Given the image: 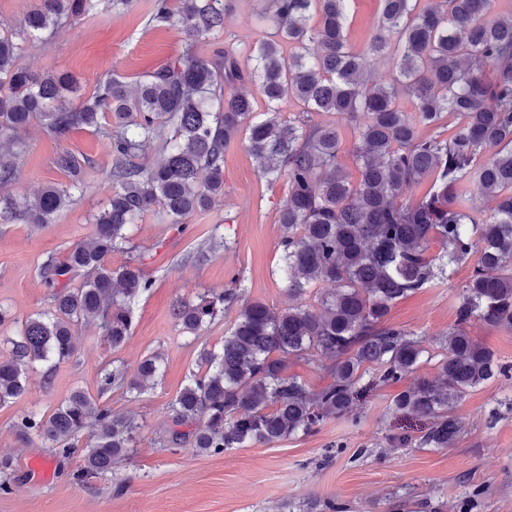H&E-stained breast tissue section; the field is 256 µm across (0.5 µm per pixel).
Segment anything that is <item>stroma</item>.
Wrapping results in <instances>:
<instances>
[{
  "label": "stroma",
  "instance_id": "1",
  "mask_svg": "<svg viewBox=\"0 0 512 512\" xmlns=\"http://www.w3.org/2000/svg\"><path fill=\"white\" fill-rule=\"evenodd\" d=\"M260 8V0H233L223 36L213 40L153 22L151 0H139L129 12L102 11L61 22L44 42L29 46L20 62L39 72L69 71L87 95L112 74L135 82L190 45L208 59L228 47L246 52L266 34L255 18ZM378 12L379 0H352L345 34L353 50H363ZM43 126V119H33L25 135L27 150L12 192L30 195L48 184L67 183V175L52 165L63 150L94 165L82 193L52 223L0 224V304L20 319L49 304L42 263L63 260L69 248L89 238L94 215L112 194L111 160L101 135L80 129L60 143ZM286 194V182H267L258 161L235 143L224 154V195L212 209L190 216L179 228L158 210L144 215L134 233L133 255L116 252L110 258L115 267L139 259L154 282L132 306L126 345L112 350L99 330L79 329L77 351L53 372L50 388L31 387L16 403L0 408V459L12 461L10 489L0 491V512H296L305 504L316 512L328 505L335 512H457L459 499L476 484L486 493L474 512H512V375L455 405L462 432L451 448L392 447L390 438L404 420L391 413L388 387L372 392L350 416L329 419L310 435L212 456L194 453L187 443L163 447L171 401L197 371L200 350L221 345L236 317L227 312L192 339L179 330L171 308L236 275L243 278L248 299L287 307L277 274L279 208ZM216 236L224 237L225 246L209 248ZM472 269V262H463L450 279L398 302L390 323L429 336L447 332ZM154 352L166 363L157 384L136 396L119 389L100 392L104 366L119 359L132 373ZM76 389L99 395L113 412L135 415L142 426L134 453L113 474L83 479L80 455H52L14 427L18 415L50 413Z\"/></svg>",
  "mask_w": 512,
  "mask_h": 512
}]
</instances>
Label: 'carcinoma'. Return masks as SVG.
<instances>
[{
  "label": "carcinoma",
  "instance_id": "obj_1",
  "mask_svg": "<svg viewBox=\"0 0 512 512\" xmlns=\"http://www.w3.org/2000/svg\"><path fill=\"white\" fill-rule=\"evenodd\" d=\"M104 1L130 11L138 0H41L13 32L0 34V224H49L83 187L93 161L63 150L53 159L66 185H47L19 202L5 192L18 176L25 131L45 118L51 138L77 129L107 141L113 184L93 233L62 261L48 260L41 277L50 306L17 320L0 305V326L14 325L11 349L0 357V407L33 384L50 385L52 368L75 354L79 326L102 330L114 350L131 335V306L153 287L141 266L112 269V253H130L133 226L159 208L172 224L208 210L224 195V152L239 140L271 183L286 179L279 210L281 274L291 303L278 309L245 299L235 276L174 306L184 333L195 334L238 307L220 349L201 354V371L170 408L177 426L190 425L194 450L270 444L314 432L347 416L367 390L411 379L391 400L393 411L430 420L418 434H399L397 446L448 448L461 423L452 410L468 393L506 373L494 352L467 331L474 321L512 329V16L487 18L488 0H381L364 49L345 37L350 0H263L260 24L272 31L245 60L224 50L212 60L187 49L130 86L112 75L75 102L67 72L39 73L20 64L22 45L63 18L88 16ZM233 0H152L153 19L217 40ZM291 46L283 56L280 46ZM383 60L390 78L371 76ZM256 83L266 110H254L241 84ZM289 95L302 110L284 120ZM405 98L411 110L402 109ZM329 119L316 121L313 114ZM459 122L443 136L445 115ZM355 133L358 182L338 162V126ZM169 124L174 139L152 165L136 163ZM430 181L412 203L397 198ZM494 202L491 214L477 197ZM438 252L428 255L431 245ZM475 257L448 334L424 337L389 322L400 300L430 287L458 263ZM84 273L80 285L74 277ZM328 288L321 289L319 285ZM293 361L323 371L329 382L311 387L288 372ZM432 363L436 374L417 375ZM162 358L143 357L131 377L123 367L101 377V390L140 393L156 381ZM19 435L37 438L61 457L81 451V477L112 472L133 452L141 424L112 412L82 390L50 414L25 412ZM172 431L171 443L187 436Z\"/></svg>",
  "mask_w": 512,
  "mask_h": 512
}]
</instances>
